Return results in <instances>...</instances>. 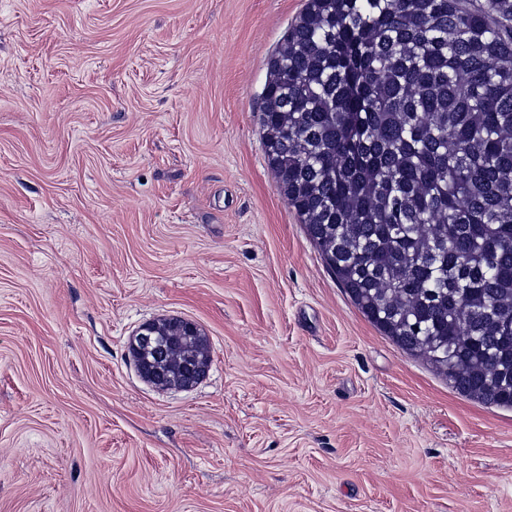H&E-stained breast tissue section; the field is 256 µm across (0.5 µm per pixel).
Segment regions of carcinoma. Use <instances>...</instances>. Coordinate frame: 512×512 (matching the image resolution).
I'll list each match as a JSON object with an SVG mask.
<instances>
[{
    "label": "carcinoma",
    "instance_id": "carcinoma-1",
    "mask_svg": "<svg viewBox=\"0 0 512 512\" xmlns=\"http://www.w3.org/2000/svg\"><path fill=\"white\" fill-rule=\"evenodd\" d=\"M276 190L360 312L458 393L512 409V0H307L269 61ZM159 388L211 363L151 323Z\"/></svg>",
    "mask_w": 512,
    "mask_h": 512
}]
</instances>
